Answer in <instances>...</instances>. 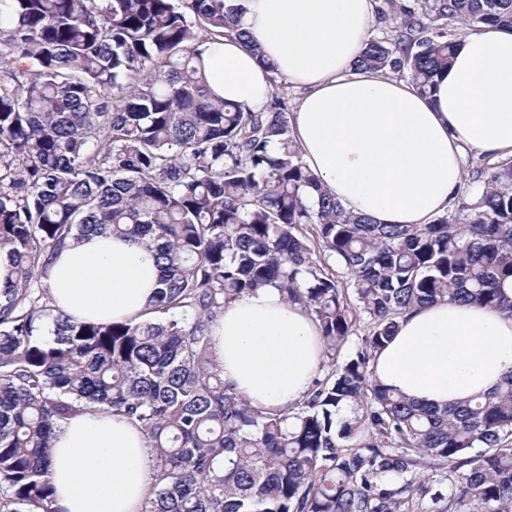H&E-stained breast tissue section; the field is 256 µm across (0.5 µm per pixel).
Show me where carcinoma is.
Returning <instances> with one entry per match:
<instances>
[{"instance_id": "cac0c4a2", "label": "carcinoma", "mask_w": 512, "mask_h": 512, "mask_svg": "<svg viewBox=\"0 0 512 512\" xmlns=\"http://www.w3.org/2000/svg\"><path fill=\"white\" fill-rule=\"evenodd\" d=\"M390 26L357 71L428 95L455 37L512 27V0H378ZM225 0H0V512H57L63 423L120 415L151 449L142 512H512V374L438 408L370 379L407 312L442 301L512 315V161L429 224L350 214L312 173L287 102L210 93L206 41ZM88 233L155 248L144 317L80 321L48 285ZM274 288L313 317L327 374L257 407L212 354L225 306ZM366 327L344 359L342 347Z\"/></svg>"}]
</instances>
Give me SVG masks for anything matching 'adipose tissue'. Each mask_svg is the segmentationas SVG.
Wrapping results in <instances>:
<instances>
[{"label":"adipose tissue","mask_w":512,"mask_h":512,"mask_svg":"<svg viewBox=\"0 0 512 512\" xmlns=\"http://www.w3.org/2000/svg\"><path fill=\"white\" fill-rule=\"evenodd\" d=\"M262 50L236 37L207 41L206 78L225 101L261 108L275 78L301 96L291 113L302 156L346 212L381 224H426L448 211L468 153L512 158V28L478 25L457 41L430 95L355 70L375 0H232ZM161 275L144 245L92 234L63 248L50 269L57 307L81 320L142 314ZM225 382L253 404L301 400L323 366L319 332L304 310L263 288L228 304L214 328ZM373 380L437 406L489 392L512 373V316L440 302L406 313L376 351ZM150 450L119 415L73 418L50 452L56 512H141Z\"/></svg>","instance_id":"obj_1"}]
</instances>
